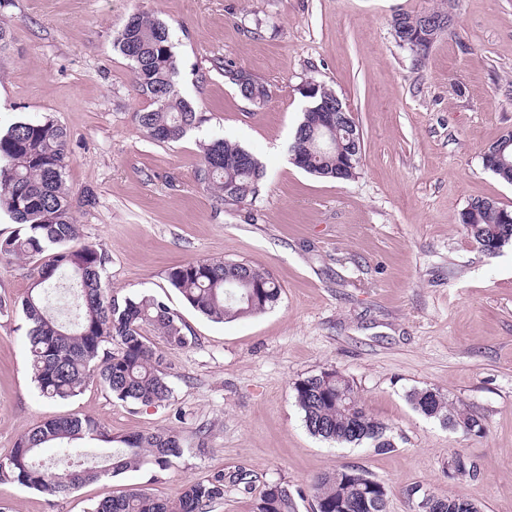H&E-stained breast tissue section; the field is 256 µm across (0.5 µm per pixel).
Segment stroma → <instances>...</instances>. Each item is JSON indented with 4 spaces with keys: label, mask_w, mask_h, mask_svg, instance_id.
Returning <instances> with one entry per match:
<instances>
[{
    "label": "stroma",
    "mask_w": 512,
    "mask_h": 512,
    "mask_svg": "<svg viewBox=\"0 0 512 512\" xmlns=\"http://www.w3.org/2000/svg\"><path fill=\"white\" fill-rule=\"evenodd\" d=\"M449 9L457 16L424 57L396 41L392 20ZM167 22L179 90L206 121L180 142L149 140L148 107L130 63L112 47L129 14ZM0 55V127L48 115L66 128L67 183L96 203L75 217L109 256L118 296H164L196 341L168 347L170 401L130 405L98 380L67 400L40 397L20 313L0 315V461L42 422L88 415L111 435L174 429L185 455L51 496L0 477V512H92L130 488L176 500L186 483L245 469L209 512H253L263 484L308 488L342 466L388 490L387 512H416L409 489L463 496L480 512H512V245L481 252L457 217L489 198L512 210V185L482 163L512 130V0H12ZM252 73L270 94L243 99L222 71ZM333 89L363 135L358 176L323 179L296 167L290 145L306 100ZM221 136L249 150L264 178L255 203L217 209L194 171L199 143ZM199 259L251 262L280 283L270 310L214 322L167 281ZM336 368L367 411L388 424L393 452L337 446L307 431L297 379ZM430 387L478 416L481 435L415 411ZM475 476L450 474L455 456Z\"/></svg>",
    "instance_id": "35a3bbf8"
}]
</instances>
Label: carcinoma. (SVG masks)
Listing matches in <instances>:
<instances>
[{
  "label": "carcinoma",
  "instance_id": "1",
  "mask_svg": "<svg viewBox=\"0 0 512 512\" xmlns=\"http://www.w3.org/2000/svg\"><path fill=\"white\" fill-rule=\"evenodd\" d=\"M113 47L131 64L133 86L148 98V108L134 113L145 135L159 144L181 141L206 122L179 91V67L168 24L139 12L131 14L113 35ZM240 95L262 103L268 88L242 68L224 70ZM314 86L305 96L309 110L298 124L291 157L307 162L305 172L319 178L350 181L357 170L336 175V154L350 152V130L317 125L313 111L320 103L336 101L328 86ZM331 152L319 151L322 142ZM200 162L194 176L213 191L216 203L233 207L252 202L260 194L263 168L258 159L237 143L213 137L199 144ZM70 163L66 129L49 118L21 119L0 132V212L7 213L18 230L0 238V262L24 259L34 263L33 279L26 296L14 302L0 299V310H19L27 330L30 368L39 394L48 400H66L83 391L95 377L119 401L156 404L170 400L172 388L163 372L164 352L147 336L150 328L171 347L184 348L193 336L181 315L162 296H125L111 293L103 271L108 254L98 244L81 241L75 209L94 204L85 195L73 199L67 184ZM469 219H458L467 236L481 251L494 254L512 243V211L470 203ZM169 285L196 312L215 322H229L262 313L277 305L281 285L265 269L249 262L196 260L176 265L167 273ZM66 284L76 296L75 322H65L48 310L50 297ZM294 397L307 431L338 445H367L378 452L394 449L390 428L373 418L364 407L354 384L334 368L294 382ZM413 408L443 424L453 421L466 431L480 434V418L450 408L433 388L408 395ZM117 442L112 449L111 474L118 476L144 464L165 470L183 457L179 436L172 431L135 432L111 437L91 416H58L33 428L10 451L0 472L19 484L49 495L67 494L101 478L95 465L77 460L63 471L42 466L36 457L49 444L69 445L77 440ZM253 483L244 470L226 475L218 471L204 480L188 483L180 496L167 501L132 488L104 499L93 512H207L224 498L226 482ZM314 512H345L346 503L366 496L375 512H387V489L363 471L346 467L317 476L310 484ZM283 482L264 485L254 512H297L296 497ZM409 496L418 512H479L463 497H436L420 487Z\"/></svg>",
  "mask_w": 512,
  "mask_h": 512
}]
</instances>
